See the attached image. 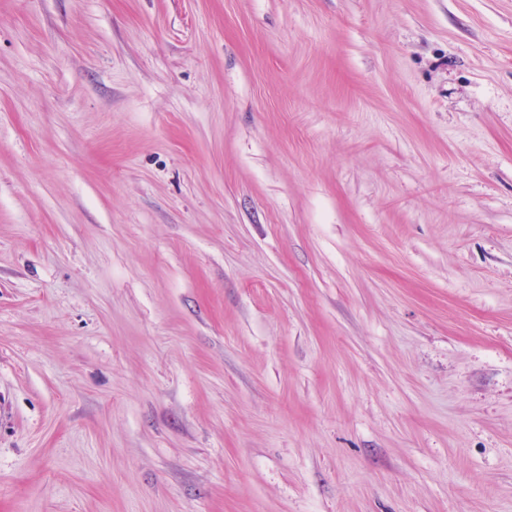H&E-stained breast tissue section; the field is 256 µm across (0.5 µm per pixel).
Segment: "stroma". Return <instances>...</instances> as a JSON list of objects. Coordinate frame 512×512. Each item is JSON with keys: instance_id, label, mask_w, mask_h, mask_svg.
Wrapping results in <instances>:
<instances>
[{"instance_id": "1", "label": "stroma", "mask_w": 512, "mask_h": 512, "mask_svg": "<svg viewBox=\"0 0 512 512\" xmlns=\"http://www.w3.org/2000/svg\"><path fill=\"white\" fill-rule=\"evenodd\" d=\"M0 512H512V0H0Z\"/></svg>"}]
</instances>
